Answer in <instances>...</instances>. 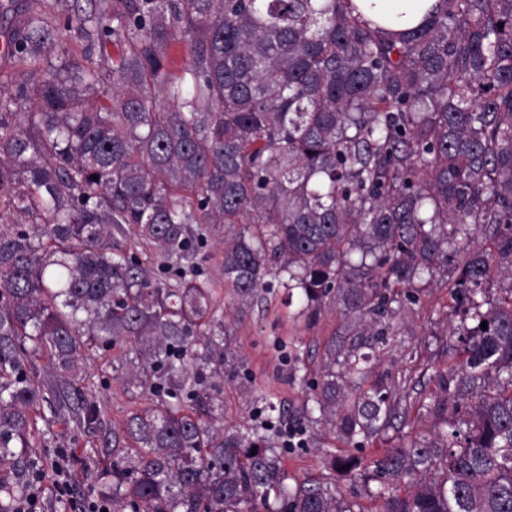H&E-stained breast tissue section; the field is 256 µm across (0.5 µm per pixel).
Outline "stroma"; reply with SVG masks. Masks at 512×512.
Masks as SVG:
<instances>
[{"label":"stroma","mask_w":512,"mask_h":512,"mask_svg":"<svg viewBox=\"0 0 512 512\" xmlns=\"http://www.w3.org/2000/svg\"><path fill=\"white\" fill-rule=\"evenodd\" d=\"M218 240V235H210L203 246L189 253L183 265L195 268L202 278L220 289L224 286V269ZM285 300L284 289H273L267 303L249 310L234 326V343L243 363L221 381L226 425L252 424L266 395L276 405L288 407L295 421L303 419L304 407L314 392L295 378L294 371L301 366L312 371L317 369L324 344L340 324V314L326 309L318 323L310 326L298 318L297 306H286ZM450 303L447 289L431 287L420 293L418 302L405 306L396 318L395 334L366 383L370 386L379 381L386 383L413 373L409 386L417 392L422 404L411 409L406 425L400 431L390 432L386 442L358 449L363 466H371L385 448L431 434L436 428V410L442 405L444 395L435 374L453 370L461 361L458 339L449 333ZM123 352L119 345L109 351L101 350L81 365L82 373L97 384L95 396L105 411L100 427L87 431L63 421H39L38 439L30 450L31 460L45 466L41 502L36 512H80L82 505L93 499L91 487L96 472L84 460L99 447L105 433L121 425L132 408L129 396L112 370L113 360ZM305 437V444L289 449L284 459L289 480H334L344 497L360 501L363 512H379V500L363 496L359 474H345L331 465L332 455L348 453V446L325 429L306 428ZM57 448L68 449L70 455L73 485L65 503L58 501L51 491L50 463Z\"/></svg>","instance_id":"1"}]
</instances>
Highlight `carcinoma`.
Segmentation results:
<instances>
[{
  "instance_id": "carcinoma-1",
  "label": "carcinoma",
  "mask_w": 512,
  "mask_h": 512,
  "mask_svg": "<svg viewBox=\"0 0 512 512\" xmlns=\"http://www.w3.org/2000/svg\"><path fill=\"white\" fill-rule=\"evenodd\" d=\"M72 31L88 55L121 46L108 75L72 72ZM13 59L24 71L0 83V222L17 225L0 231V471L31 466L45 408L101 424L78 363L132 340L122 385L158 403L103 438L112 464L96 494L112 512H361L329 482L288 487L287 409L269 403L278 428L224 426L231 323L201 330L219 323L216 289L181 266L192 225L222 224L239 313L277 286L302 296L309 324L327 306L345 319L305 413L346 443L406 422L407 379L353 391L393 335V305L462 254L449 295L464 359L436 375L451 403L363 480L380 512H512V284L493 300L485 288L512 280V0H439L405 31L354 0H93L55 27L30 14ZM128 225L178 286L112 249ZM40 354L45 379L29 371ZM27 490L0 481V512Z\"/></svg>"
}]
</instances>
